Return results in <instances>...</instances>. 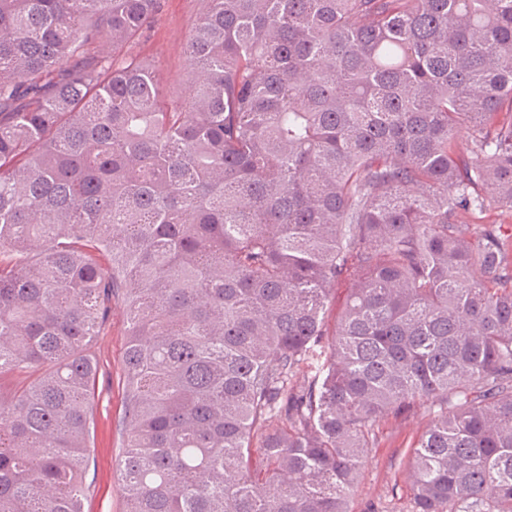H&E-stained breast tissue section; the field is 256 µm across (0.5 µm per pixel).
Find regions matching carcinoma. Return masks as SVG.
Wrapping results in <instances>:
<instances>
[{
  "label": "carcinoma",
  "mask_w": 512,
  "mask_h": 512,
  "mask_svg": "<svg viewBox=\"0 0 512 512\" xmlns=\"http://www.w3.org/2000/svg\"><path fill=\"white\" fill-rule=\"evenodd\" d=\"M160 4L0 0V512H83L116 293L126 512H350L419 404L412 512H512V0H203L180 99ZM474 219L469 214L461 213L457 218V224H511L512 225V209L497 208L492 209L477 216Z\"/></svg>",
  "instance_id": "obj_1"
}]
</instances>
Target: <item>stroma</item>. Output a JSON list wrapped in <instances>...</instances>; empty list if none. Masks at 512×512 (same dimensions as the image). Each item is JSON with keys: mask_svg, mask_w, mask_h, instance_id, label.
Masks as SVG:
<instances>
[{"mask_svg": "<svg viewBox=\"0 0 512 512\" xmlns=\"http://www.w3.org/2000/svg\"><path fill=\"white\" fill-rule=\"evenodd\" d=\"M199 11V0H163L151 31L134 47L135 53L154 62L159 81L175 96L184 95L187 86L184 48ZM127 330L126 302L120 297L113 299L109 320L92 346L98 371L93 389L85 512H125L118 424L125 406L123 356ZM432 418V411L422 405L382 422L351 502L352 512H412L407 485L410 451Z\"/></svg>", "mask_w": 512, "mask_h": 512, "instance_id": "1", "label": "stroma"}]
</instances>
